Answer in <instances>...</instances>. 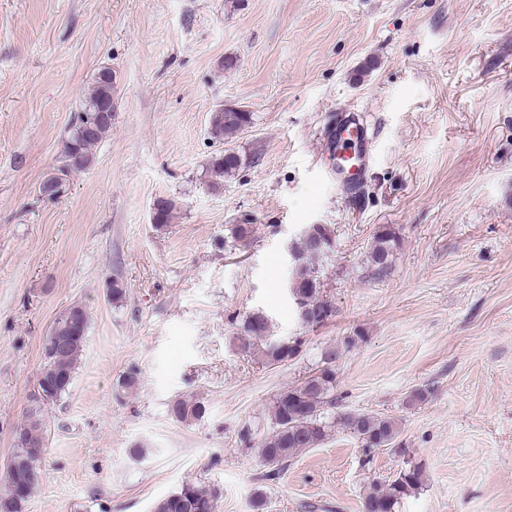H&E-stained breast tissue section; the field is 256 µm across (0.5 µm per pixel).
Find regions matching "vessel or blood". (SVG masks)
Here are the masks:
<instances>
[{"label":"vessel or blood","instance_id":"obj_1","mask_svg":"<svg viewBox=\"0 0 512 512\" xmlns=\"http://www.w3.org/2000/svg\"><path fill=\"white\" fill-rule=\"evenodd\" d=\"M324 142L333 159L330 180L349 194L360 193L373 160L367 127L357 118H343L326 130Z\"/></svg>","mask_w":512,"mask_h":512}]
</instances>
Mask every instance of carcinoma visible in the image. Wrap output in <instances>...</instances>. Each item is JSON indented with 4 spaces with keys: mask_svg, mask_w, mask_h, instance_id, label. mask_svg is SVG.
Here are the masks:
<instances>
[{
    "mask_svg": "<svg viewBox=\"0 0 512 512\" xmlns=\"http://www.w3.org/2000/svg\"><path fill=\"white\" fill-rule=\"evenodd\" d=\"M116 82L94 76L89 97L84 100L76 113V121L62 145L63 160L81 172L89 168L94 160V148L105 139L112 127V120L95 119L94 107L106 102L115 109ZM253 115L221 107L212 115L210 133L213 140L222 143L232 140L249 126ZM243 165L241 156L230 150H223L211 161L213 179L210 188L221 189V178ZM158 218L155 225L162 228L173 218L174 204L170 200L156 203ZM230 239L234 246L245 248L250 245L253 227L250 224H233ZM399 239L396 232L388 227L374 236L369 263L374 274L385 275L390 266L394 249ZM334 247L330 228L317 224L303 229L288 242V249L294 257L296 272L294 286L288 289L300 323L307 328L326 324L335 310L322 294V263ZM89 315L80 305L64 310L51 325L43 343L44 364L42 370L54 380L56 391L54 401L68 394L74 382L76 370L87 339ZM268 317L260 312L245 315L237 325L235 339L239 349L258 357L265 365H276L295 358L302 342L273 340L269 336ZM361 336H348L343 347L350 348ZM341 347V348H343ZM330 347L321 353V365L304 381L278 392L272 401V430L257 443L258 455L263 465L270 468L266 476L274 477L285 470L291 459L301 450L316 448L329 439L331 428L337 424L352 430L361 440L366 454L380 448H393L398 438L397 422L387 416L357 413L339 409L336 397V361L342 351ZM45 407L31 402L25 412L24 422L15 430L13 449L5 471L7 489L0 494V512H26L40 479V465H22L33 455L44 456L46 439L43 414ZM206 413L203 401L194 398H178L171 406L172 416L179 422L187 423L201 419ZM423 468L408 462L391 483H373L363 495L362 512H397L400 500L422 484ZM215 493L203 482H189L176 493L161 500L155 512H214Z\"/></svg>",
    "mask_w": 512,
    "mask_h": 512,
    "instance_id": "obj_1",
    "label": "carcinoma"
}]
</instances>
